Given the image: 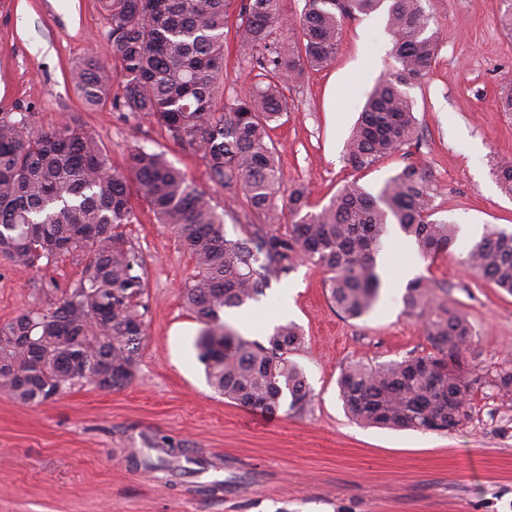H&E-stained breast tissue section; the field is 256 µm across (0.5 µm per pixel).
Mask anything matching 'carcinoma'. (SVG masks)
<instances>
[{"instance_id": "obj_1", "label": "carcinoma", "mask_w": 512, "mask_h": 512, "mask_svg": "<svg viewBox=\"0 0 512 512\" xmlns=\"http://www.w3.org/2000/svg\"><path fill=\"white\" fill-rule=\"evenodd\" d=\"M236 1L237 43L254 83L248 94L226 99L224 29ZM385 1L396 66L371 90L352 128L346 160L356 170L415 138L405 87L428 76L439 41L422 0H305L300 39L287 55L273 37L279 0H101L112 61L93 55L69 71L85 105L105 103L121 81V106L199 152L211 181L242 193L269 230L227 237L206 194L160 152L134 145L127 172L118 173L75 117L33 133L25 114L0 113V255L26 267L68 255L84 260L79 282L55 307L0 327L1 393L33 405L82 382L111 390L132 381L144 336L145 261L119 228L131 222L135 195L172 227L195 262L183 298L204 325L196 348L213 390L243 406L277 409L287 397L291 410L307 403L306 377L289 359L303 342L299 328L279 324L266 341L248 340L224 323V310L258 300L303 255L327 274L336 309L358 318L379 298L376 255L389 221L428 256L455 241V228L433 218L428 178L413 164L376 196L353 182L317 211L305 187L289 191L287 210L274 203L280 167L269 130L287 111L284 86L331 63L342 21ZM492 174L512 197V161L494 164ZM285 216L289 233L271 230ZM464 262L512 294V231L489 230ZM404 304L422 321L432 352L347 367L337 381L340 399L361 423L456 430L469 418L464 354L472 324L425 278L408 285Z\"/></svg>"}]
</instances>
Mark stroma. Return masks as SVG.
<instances>
[{
	"instance_id": "1",
	"label": "stroma",
	"mask_w": 512,
	"mask_h": 512,
	"mask_svg": "<svg viewBox=\"0 0 512 512\" xmlns=\"http://www.w3.org/2000/svg\"><path fill=\"white\" fill-rule=\"evenodd\" d=\"M423 6L441 39L426 79L407 89L416 118L412 146L361 171L345 159L369 92L394 66L383 7L344 20L335 60L286 88L288 112L270 137L284 187H308L316 208L353 181L378 193L417 164L428 176L436 219L456 227L450 251L426 256L393 224L381 249L380 297L364 316L343 317L325 273L307 260L272 281L244 318L226 316L250 340L265 341L279 315L303 332L292 359L311 398L298 411L280 406L270 424L259 409L208 385L195 347L201 324L183 300L195 264L174 231L132 198L133 219L122 230L146 260V335L135 376L113 390L78 384L39 405L0 394V512H512V394L495 385L501 371L512 370V294L464 263L485 231L512 229V198L492 174L495 162L512 160V112L500 104L502 89L512 88V27L505 0ZM106 42L100 0H0V113H24L36 133L77 116L118 171L130 146L163 152L205 192L227 237L243 235L256 216L242 196L210 180L194 149L112 104L84 108L69 67ZM252 82L234 30H226L225 97ZM81 270L70 256L36 268L0 257V326L53 307ZM411 276L430 279L474 330L465 354L476 378L469 418L449 434L360 424L338 394L337 379L350 364L430 352L422 323L404 311ZM171 448L178 456H168ZM132 452L164 459V470L130 469ZM189 456L197 465L187 474ZM217 482L223 491L198 493Z\"/></svg>"
}]
</instances>
